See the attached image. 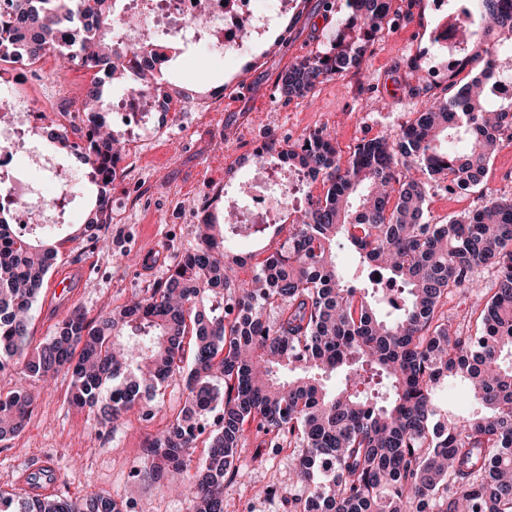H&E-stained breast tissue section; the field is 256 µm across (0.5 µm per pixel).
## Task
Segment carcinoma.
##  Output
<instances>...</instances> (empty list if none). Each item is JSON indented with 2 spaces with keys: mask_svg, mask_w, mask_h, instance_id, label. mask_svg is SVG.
I'll return each instance as SVG.
<instances>
[{
  "mask_svg": "<svg viewBox=\"0 0 512 512\" xmlns=\"http://www.w3.org/2000/svg\"><path fill=\"white\" fill-rule=\"evenodd\" d=\"M114 0H20L17 22L0 20V60L14 50L33 58L58 54L60 64L112 68L123 45L115 41ZM478 22L459 27V39L512 48V0H475ZM348 16L334 47L288 65L276 84L287 98H305L319 84L364 69L376 36L410 17L393 0H346ZM100 16L93 38L73 52L57 44L60 29L81 14ZM480 71L424 101L399 133L363 141L342 161L329 131L302 137L298 148L268 141L257 163L319 176L325 194L301 209L288 245L244 268L254 255L230 248L214 215L199 225L197 248L176 262L165 282L104 316L72 309L44 342L31 345L32 313L45 277L58 263L63 239L45 231L25 237L1 215L0 371L16 363L46 382L71 374L70 402L113 427L139 412L159 388L180 376L183 409L147 448L141 477H166L187 493L192 512H224V480L239 473L237 448L245 424L288 437L303 493L289 512H512V197L490 196L473 215L432 224L431 183L448 190L476 188L512 130V98L495 99L499 76L482 57ZM94 83L81 112L93 120V147L49 121L41 139L71 152L97 194L85 236L102 223L120 153ZM423 178L407 175L410 164ZM401 287V306L383 312V290L336 264V241ZM492 273L491 287L475 278ZM458 291L480 309L475 323L451 329L441 308ZM276 317L266 316L267 309ZM191 352L185 362V351ZM340 375L331 387L327 378ZM459 380L469 391L464 415L442 408L437 392ZM34 399L18 389L0 397V440L21 431ZM218 413L206 458L191 472V449L201 421ZM0 512H130L104 496L67 499L0 488Z\"/></svg>",
  "mask_w": 512,
  "mask_h": 512,
  "instance_id": "carcinoma-1",
  "label": "carcinoma"
}]
</instances>
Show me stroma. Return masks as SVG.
I'll use <instances>...</instances> for the list:
<instances>
[{"instance_id":"stroma-1","label":"stroma","mask_w":512,"mask_h":512,"mask_svg":"<svg viewBox=\"0 0 512 512\" xmlns=\"http://www.w3.org/2000/svg\"><path fill=\"white\" fill-rule=\"evenodd\" d=\"M346 12L345 0H335L330 12L319 8L317 0H300L279 27L232 62L216 63L206 71L176 62L168 72L170 81L175 90L189 91L193 102L184 105L172 126L164 114L153 112L155 132L139 147L138 176L118 174L111 186L115 196L150 193L147 206L127 223L106 225L107 248L82 238L63 245L59 267H83L86 277L66 304L41 298L33 313V342L52 336L70 309L81 308L93 319L163 282L174 262L198 243L197 227L186 223L181 201L204 198L211 180L234 188L258 144L292 143L325 126L335 132L346 158L362 141L397 133L420 111V98L408 95L406 85L442 92L446 72L428 73L418 65L428 47L420 35L436 22L433 3L412 0L411 19L376 38L362 73L328 80L304 98L282 95L276 86L278 74L334 41ZM93 78V72L80 67L57 73L46 66L34 77L29 96L50 116L56 92L87 88ZM503 194H512L508 138L491 160L485 181L469 197L450 193L446 182L432 184L429 218L434 223L460 219L480 209L489 196ZM21 383L34 394L35 407L20 433L0 440V488H23L28 474L44 461L57 476L51 491L58 496L105 495L131 504L134 512H189L187 496L170 491L163 482L132 477L147 440L182 409L186 393L181 379L170 380L149 402L150 419L133 415L111 429L70 403L69 375L58 374L43 384L23 380L17 366L0 372L1 394ZM268 442V436L248 425L237 451L240 474L224 482L225 512H288L289 496L300 493L297 449L274 450ZM272 487L277 490L273 497L267 494Z\"/></svg>"}]
</instances>
